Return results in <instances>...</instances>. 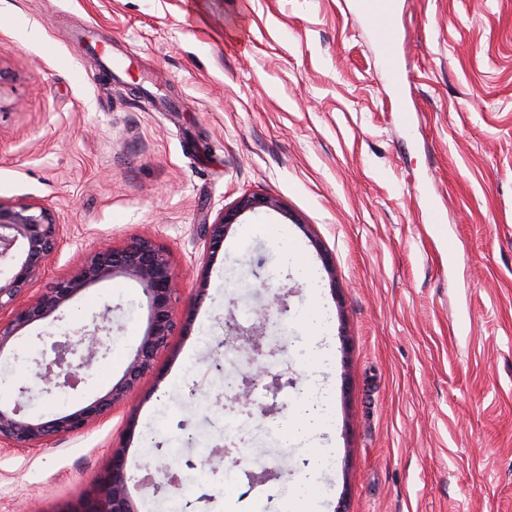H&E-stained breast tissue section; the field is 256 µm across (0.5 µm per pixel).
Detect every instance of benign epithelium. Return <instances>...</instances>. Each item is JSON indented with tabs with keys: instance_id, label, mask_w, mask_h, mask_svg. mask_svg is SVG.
<instances>
[{
	"instance_id": "obj_1",
	"label": "benign epithelium",
	"mask_w": 512,
	"mask_h": 512,
	"mask_svg": "<svg viewBox=\"0 0 512 512\" xmlns=\"http://www.w3.org/2000/svg\"><path fill=\"white\" fill-rule=\"evenodd\" d=\"M262 208L276 210L280 205L268 196H242L234 208L221 212L213 223L205 225L210 245L220 247L224 236L242 214ZM59 239L60 225L50 205L0 201V267L9 268V275L0 277V356L17 339L18 332L51 316L84 288L118 274L133 279L142 287L149 311L148 329L122 379L105 396L73 413L48 420L29 418L23 408L31 400V388L19 387L14 404H0L1 447L43 446L76 434L103 418L113 407L127 400L143 377L150 373L177 326V278L166 250L149 239L136 240L123 248H103L81 260L73 274L56 280L36 296H28L30 285L57 248ZM273 309L281 316L288 313L286 299L274 295L269 305L255 311L258 321L266 323ZM111 313L112 307L107 306L90 322L64 333V341L56 345L53 366L80 369L106 356L108 348L98 332L100 324L109 320ZM233 340L247 343L245 347L234 344L232 348L244 353L247 360L256 365V372L239 383H231L224 397L233 404L250 408L254 391L269 374L264 366V337L238 327ZM37 379L46 394L74 388L72 376L59 381V374L52 366L38 372ZM69 512H139L127 493L124 450L113 451L112 469L90 500Z\"/></svg>"
}]
</instances>
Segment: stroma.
Wrapping results in <instances>:
<instances>
[{"label": "stroma", "instance_id": "stroma-1", "mask_svg": "<svg viewBox=\"0 0 512 512\" xmlns=\"http://www.w3.org/2000/svg\"><path fill=\"white\" fill-rule=\"evenodd\" d=\"M395 27L400 103L355 0H0V200L49 204L61 226L31 294L102 244L141 238L167 249L180 283L177 329L125 404L43 447H0V512L80 503L116 448L139 512L185 494L193 512H299L304 481L310 512H512V0H397ZM248 193L283 209L243 214L211 250L204 225ZM291 244L315 281L286 263ZM273 291L290 308L266 330L286 385L257 388L269 416L225 410V379L252 367L233 352L216 371L215 341ZM107 306L106 357L24 412L47 420L105 396L148 326L123 276L22 331L0 402ZM315 306L329 315L320 338L302 320ZM318 385L329 424L287 439ZM228 420L249 462L204 466ZM177 455L194 462L179 488L144 483ZM317 455L328 466L313 472Z\"/></svg>", "mask_w": 512, "mask_h": 512}]
</instances>
